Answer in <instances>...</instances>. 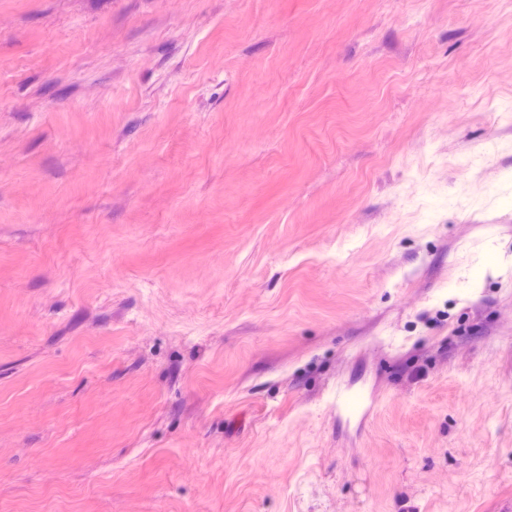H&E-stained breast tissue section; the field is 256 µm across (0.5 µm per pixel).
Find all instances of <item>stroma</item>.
Wrapping results in <instances>:
<instances>
[{
    "label": "stroma",
    "mask_w": 512,
    "mask_h": 512,
    "mask_svg": "<svg viewBox=\"0 0 512 512\" xmlns=\"http://www.w3.org/2000/svg\"><path fill=\"white\" fill-rule=\"evenodd\" d=\"M510 193L512 0H0V512H512Z\"/></svg>",
    "instance_id": "35a3bbf8"
}]
</instances>
